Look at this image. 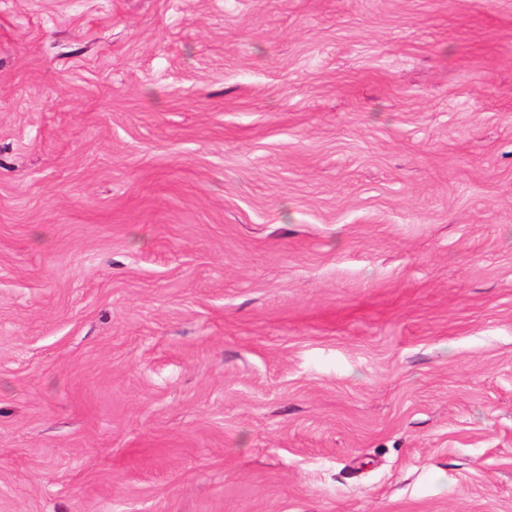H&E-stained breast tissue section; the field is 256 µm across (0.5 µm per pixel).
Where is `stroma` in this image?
Returning <instances> with one entry per match:
<instances>
[{
	"label": "stroma",
	"mask_w": 512,
	"mask_h": 512,
	"mask_svg": "<svg viewBox=\"0 0 512 512\" xmlns=\"http://www.w3.org/2000/svg\"><path fill=\"white\" fill-rule=\"evenodd\" d=\"M0 512H512V0H0Z\"/></svg>",
	"instance_id": "stroma-1"
}]
</instances>
